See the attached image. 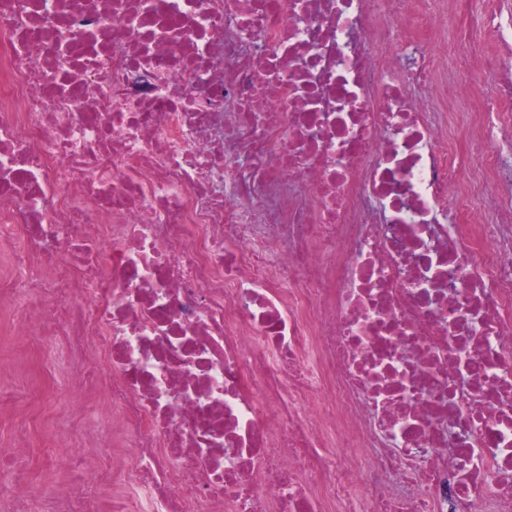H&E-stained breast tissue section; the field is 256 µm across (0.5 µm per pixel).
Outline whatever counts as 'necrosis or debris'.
Returning <instances> with one entry per match:
<instances>
[{
	"instance_id": "necrosis-or-debris-1",
	"label": "necrosis or debris",
	"mask_w": 512,
	"mask_h": 512,
	"mask_svg": "<svg viewBox=\"0 0 512 512\" xmlns=\"http://www.w3.org/2000/svg\"><path fill=\"white\" fill-rule=\"evenodd\" d=\"M475 3L0 0V322L81 398L41 512H512V19L492 97L442 75Z\"/></svg>"
}]
</instances>
